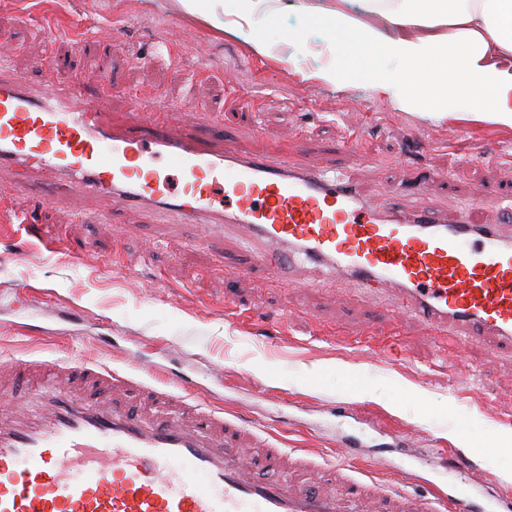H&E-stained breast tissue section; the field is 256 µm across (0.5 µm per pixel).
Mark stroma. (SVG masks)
Segmentation results:
<instances>
[{"instance_id": "1", "label": "stroma", "mask_w": 512, "mask_h": 512, "mask_svg": "<svg viewBox=\"0 0 512 512\" xmlns=\"http://www.w3.org/2000/svg\"><path fill=\"white\" fill-rule=\"evenodd\" d=\"M303 3L336 7L279 0L257 28L259 54L179 0H0V60L34 84L52 75L92 94L108 73L116 126L159 112L171 132L206 140L217 113L225 150L339 170L380 205L419 187L426 204L497 223V200H512V130L399 109L365 69L345 84L308 79L334 58L312 56ZM296 31L305 40L289 42ZM359 138L362 153L350 149ZM14 178L0 172V361L155 364L170 389L187 378L190 396L321 466L389 493L453 485L512 512V454L496 447L512 432V354L341 282L243 274L249 256L234 243L105 198L58 199L48 172L8 194ZM31 209L76 259L11 231L12 213Z\"/></svg>"}]
</instances>
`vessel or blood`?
Returning <instances> with one entry per match:
<instances>
[{
  "instance_id": "obj_1",
  "label": "vessel or blood",
  "mask_w": 512,
  "mask_h": 512,
  "mask_svg": "<svg viewBox=\"0 0 512 512\" xmlns=\"http://www.w3.org/2000/svg\"><path fill=\"white\" fill-rule=\"evenodd\" d=\"M111 94L69 83L31 90L0 65V169L59 173L60 196L118 198L230 238L253 263L309 265L462 340L512 350V231L419 204H373L331 170L294 169L207 147L131 113L112 127ZM1 394L0 512H445L448 494L337 493L289 480L296 451L278 448L203 401L145 385L97 362L10 360ZM265 451L256 475L251 449Z\"/></svg>"
}]
</instances>
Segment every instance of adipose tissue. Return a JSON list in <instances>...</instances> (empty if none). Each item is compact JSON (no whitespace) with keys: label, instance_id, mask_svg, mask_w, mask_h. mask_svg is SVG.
<instances>
[{"label":"adipose tissue","instance_id":"adipose-tissue-1","mask_svg":"<svg viewBox=\"0 0 512 512\" xmlns=\"http://www.w3.org/2000/svg\"><path fill=\"white\" fill-rule=\"evenodd\" d=\"M375 25L337 5L309 23L344 64L312 71L339 84L369 68L375 92L426 117L512 129V0H374Z\"/></svg>","mask_w":512,"mask_h":512}]
</instances>
